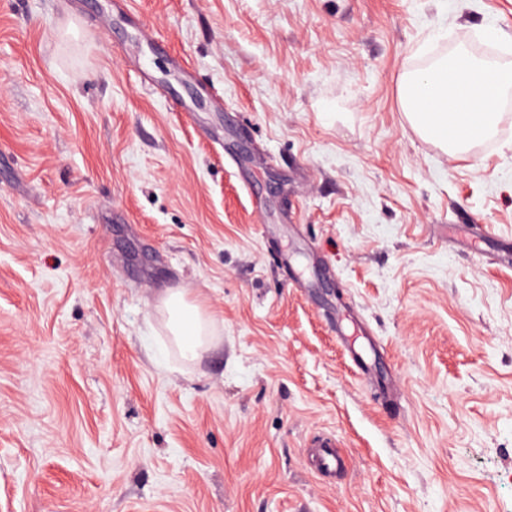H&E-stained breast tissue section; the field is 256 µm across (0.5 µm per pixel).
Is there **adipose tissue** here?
<instances>
[{"instance_id":"obj_1","label":"adipose tissue","mask_w":512,"mask_h":512,"mask_svg":"<svg viewBox=\"0 0 512 512\" xmlns=\"http://www.w3.org/2000/svg\"><path fill=\"white\" fill-rule=\"evenodd\" d=\"M510 90L511 66L478 58L461 46L426 70L404 76L399 99L422 137L456 152L495 133L501 119L496 105ZM162 305L179 350L196 357L205 345L208 313L179 289L168 290Z\"/></svg>"}]
</instances>
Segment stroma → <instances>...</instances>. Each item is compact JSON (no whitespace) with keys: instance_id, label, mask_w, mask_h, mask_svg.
<instances>
[{"instance_id":"1","label":"stroma","mask_w":512,"mask_h":512,"mask_svg":"<svg viewBox=\"0 0 512 512\" xmlns=\"http://www.w3.org/2000/svg\"><path fill=\"white\" fill-rule=\"evenodd\" d=\"M113 2L0 0V512H512V122L398 95L512 0ZM167 328L184 356L196 357L205 345L210 317L198 302L180 289H169L162 299ZM315 467L324 476L336 474L343 464L342 457L336 452V443L324 438L314 454Z\"/></svg>"}]
</instances>
